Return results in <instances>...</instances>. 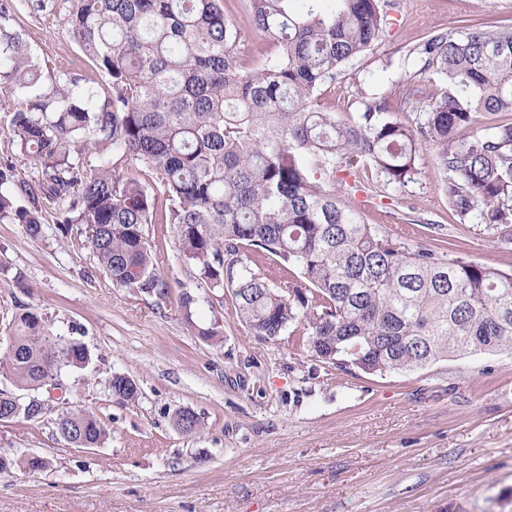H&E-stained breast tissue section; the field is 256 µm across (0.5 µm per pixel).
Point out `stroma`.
I'll use <instances>...</instances> for the list:
<instances>
[{
    "label": "stroma",
    "instance_id": "stroma-1",
    "mask_svg": "<svg viewBox=\"0 0 512 512\" xmlns=\"http://www.w3.org/2000/svg\"><path fill=\"white\" fill-rule=\"evenodd\" d=\"M22 11L30 53L48 60L43 90L76 78L105 84L66 23L72 0ZM240 32L244 61L265 54L251 0H224ZM388 24L373 49L350 62L320 101L336 121L358 112L357 91L386 95L409 125L397 84L417 70L412 51L428 32H459L463 22H512V0H389ZM16 98L0 93V159L34 179L33 160L10 143ZM336 191L402 246H422L512 270V224L460 223L448 207V175L421 148L407 186L385 185L374 171L341 172ZM53 206L42 232L0 221V348L8 323L28 308L55 334L88 349L90 363L64 372L60 399L36 419L0 422V512H512V355L478 353L421 371L369 375L319 361L283 334H250L231 299L198 286L170 226L150 228L173 294L153 298L113 286L85 239L63 237ZM194 290L195 317L221 316L223 340L211 344L185 326L177 294ZM133 379L136 402L113 397V375ZM188 406L202 429L185 435L172 415ZM88 411L108 435L98 448H72L58 414ZM47 460L31 471L20 460Z\"/></svg>",
    "mask_w": 512,
    "mask_h": 512
}]
</instances>
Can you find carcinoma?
I'll list each match as a JSON object with an SVG mask.
<instances>
[{"label": "carcinoma", "mask_w": 512, "mask_h": 512, "mask_svg": "<svg viewBox=\"0 0 512 512\" xmlns=\"http://www.w3.org/2000/svg\"><path fill=\"white\" fill-rule=\"evenodd\" d=\"M66 23L109 82L71 79L48 95L13 0H0V92L19 98L12 145L37 165L29 182L0 164V220L37 237L48 203L66 228L97 225L87 243L102 273L158 305L170 288L149 226L167 224L194 279L230 289L251 333L274 340L302 325L299 342L325 363L351 350L368 374L407 373L477 352L512 354V273L408 250L315 178L374 169L404 186L426 144L449 174L448 206L460 222L511 224L512 123L482 126L477 116L512 112V24L425 37L421 66L400 86L404 103L424 113L413 127L362 89L350 123L319 101L321 87L382 36L380 0H252L270 49L253 66L240 61V32L221 0H73ZM428 72L443 86H430ZM102 143L112 144V164L80 172V152ZM126 161L142 177L122 175ZM249 247L296 270L304 286L270 285ZM179 305L191 333L221 341L222 319L195 320L192 291L180 292ZM9 330L0 376L19 391L36 393L53 373L88 364L84 345L60 339L34 310L15 313ZM110 387L139 398L130 378ZM174 423L186 435L201 428L189 407ZM56 428L74 448H97L107 435L81 410L60 414Z\"/></svg>", "instance_id": "obj_1"}]
</instances>
